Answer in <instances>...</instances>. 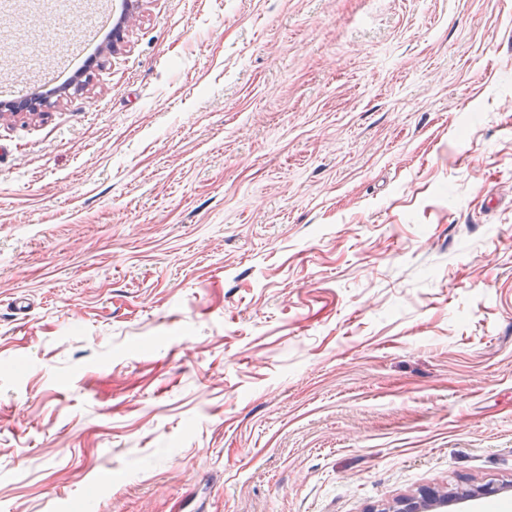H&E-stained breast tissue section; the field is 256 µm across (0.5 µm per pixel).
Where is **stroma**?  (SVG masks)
<instances>
[{"label": "stroma", "mask_w": 512, "mask_h": 512, "mask_svg": "<svg viewBox=\"0 0 512 512\" xmlns=\"http://www.w3.org/2000/svg\"><path fill=\"white\" fill-rule=\"evenodd\" d=\"M49 2L0 101L113 10ZM57 74L0 111V512H512V0H141ZM437 497L438 493L434 489H421L417 496L403 498L382 512H422L425 504L431 503Z\"/></svg>", "instance_id": "obj_1"}]
</instances>
